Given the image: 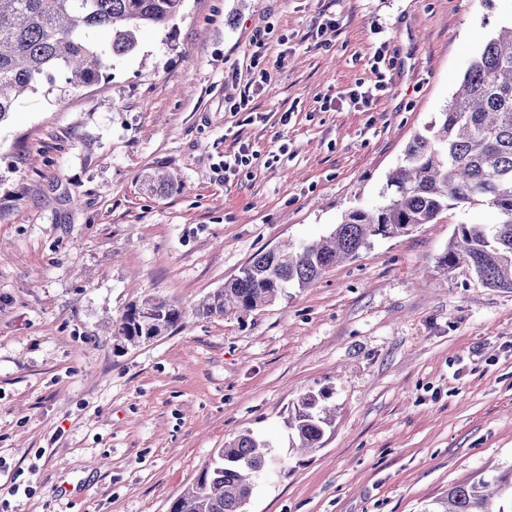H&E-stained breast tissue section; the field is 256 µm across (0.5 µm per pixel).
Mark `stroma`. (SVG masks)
I'll use <instances>...</instances> for the list:
<instances>
[{
    "label": "stroma",
    "instance_id": "stroma-1",
    "mask_svg": "<svg viewBox=\"0 0 512 512\" xmlns=\"http://www.w3.org/2000/svg\"><path fill=\"white\" fill-rule=\"evenodd\" d=\"M322 13L339 26L318 49ZM509 21L512 0H185L106 79L21 96L0 124V512H169L246 429L288 458L250 512H423L512 466V291L438 266L458 223H493L488 207L375 239L246 317L193 313L255 252L379 202ZM385 40L391 90L353 108ZM260 66L267 83L233 111ZM243 144L258 160L225 176ZM147 295L185 319L114 353L107 327ZM324 387L334 429L298 455L284 419Z\"/></svg>",
    "mask_w": 512,
    "mask_h": 512
}]
</instances>
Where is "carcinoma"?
Masks as SVG:
<instances>
[{
	"instance_id": "cac0c4a2",
	"label": "carcinoma",
	"mask_w": 512,
	"mask_h": 512,
	"mask_svg": "<svg viewBox=\"0 0 512 512\" xmlns=\"http://www.w3.org/2000/svg\"><path fill=\"white\" fill-rule=\"evenodd\" d=\"M184 0H0V122L27 92L64 79L78 90L107 77L111 60L134 52L144 28L166 30ZM111 35L101 44L96 31ZM485 204L491 224L460 223L438 266L466 271L487 288L512 290V23L502 26L464 73L458 89L405 149L382 201L345 212L331 233L260 250L198 309L205 317H242L290 288H313L325 271L356 257L376 237L406 234L464 205ZM186 312L163 298L131 304L112 325L123 353L168 334ZM330 391L302 394L284 421L291 447L315 453L333 429ZM274 443L250 430L214 451L169 512H248L255 482L287 464ZM425 512H512V467L455 484Z\"/></svg>"
}]
</instances>
